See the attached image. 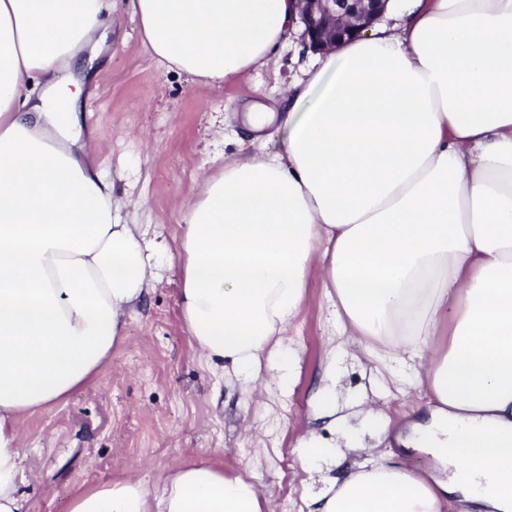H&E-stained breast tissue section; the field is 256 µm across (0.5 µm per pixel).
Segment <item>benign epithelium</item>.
Returning a JSON list of instances; mask_svg holds the SVG:
<instances>
[{
	"label": "benign epithelium",
	"mask_w": 512,
	"mask_h": 512,
	"mask_svg": "<svg viewBox=\"0 0 512 512\" xmlns=\"http://www.w3.org/2000/svg\"><path fill=\"white\" fill-rule=\"evenodd\" d=\"M387 0H297L302 39L313 51L331 50L360 36L384 14Z\"/></svg>",
	"instance_id": "7a95c632"
}]
</instances>
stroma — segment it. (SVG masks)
<instances>
[{"instance_id":"1","label":"stroma","mask_w":512,"mask_h":512,"mask_svg":"<svg viewBox=\"0 0 512 512\" xmlns=\"http://www.w3.org/2000/svg\"><path fill=\"white\" fill-rule=\"evenodd\" d=\"M309 57L295 41L280 48L269 67L232 84H193L158 62L137 20L117 7L101 58L83 71L88 124L98 142L93 160L111 173L116 197L138 202L132 217L147 241L166 243L168 252L155 257L158 282L128 319L111 365L67 401L21 420L25 512H69L74 489L132 476L152 482L198 458L228 475L250 472L266 512H299L306 474L296 446L311 430L328 442L336 438L312 418L321 362L333 346L336 412L355 428L358 447L340 450L331 476L390 450L396 461L424 473L425 456L400 443L419 419L424 388L401 393L376 381L368 360L336 335L319 269H311L306 299L284 336L300 358L289 390L263 376L243 384L229 363L196 350L183 322L180 282L170 264L179 207L235 154L238 139L248 134L242 120L248 105H275L302 77ZM370 409L388 419L387 431L361 425Z\"/></svg>"}]
</instances>
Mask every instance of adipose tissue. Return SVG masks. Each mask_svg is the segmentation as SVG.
<instances>
[{
    "label": "adipose tissue",
    "mask_w": 512,
    "mask_h": 512,
    "mask_svg": "<svg viewBox=\"0 0 512 512\" xmlns=\"http://www.w3.org/2000/svg\"><path fill=\"white\" fill-rule=\"evenodd\" d=\"M154 57L222 86L292 37L294 0H128ZM112 0H0V512H21L20 420L65 401L112 362L153 286L152 255L90 158L72 67L111 35ZM398 18L318 55L248 149L180 208L188 334L242 381L290 387L281 335L312 267L337 329L397 382L424 385L418 447L447 481L390 456L325 479L338 447L297 452L322 485L316 512H512V0H389ZM70 512H263L251 476L208 461L155 483L75 490ZM285 133V130L277 124L266 129L263 138L260 140L262 143L259 145L260 141L256 142V148L253 151L254 155L262 158L273 157L279 152Z\"/></svg>",
    "instance_id": "1"
}]
</instances>
